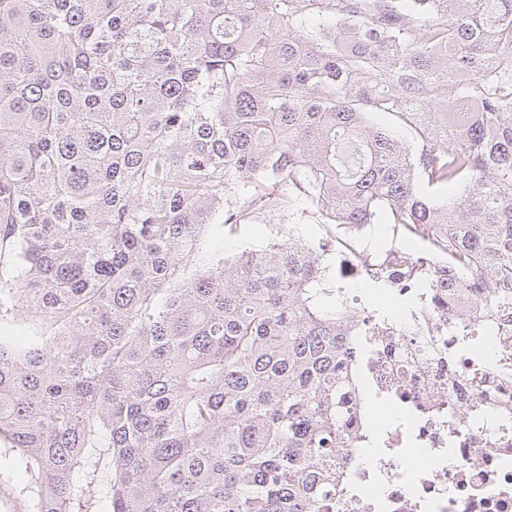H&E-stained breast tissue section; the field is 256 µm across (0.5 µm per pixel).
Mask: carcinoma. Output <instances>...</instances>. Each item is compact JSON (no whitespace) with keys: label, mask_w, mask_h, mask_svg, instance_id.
Here are the masks:
<instances>
[{"label":"carcinoma","mask_w":512,"mask_h":512,"mask_svg":"<svg viewBox=\"0 0 512 512\" xmlns=\"http://www.w3.org/2000/svg\"><path fill=\"white\" fill-rule=\"evenodd\" d=\"M299 205L429 225L498 301L512 0H0V304L43 321L0 336V436L33 512H330L357 308L287 224L208 241ZM268 224H252L241 226L234 234L224 233L220 224H214L209 230V238L212 244L224 245L229 251H242L256 249L269 242L275 231Z\"/></svg>","instance_id":"obj_1"}]
</instances>
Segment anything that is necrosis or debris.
Wrapping results in <instances>:
<instances>
[{
  "label": "necrosis or debris",
  "mask_w": 512,
  "mask_h": 512,
  "mask_svg": "<svg viewBox=\"0 0 512 512\" xmlns=\"http://www.w3.org/2000/svg\"><path fill=\"white\" fill-rule=\"evenodd\" d=\"M372 232L354 224L337 238V279L369 258L451 274L444 253L373 251ZM485 294L401 288L395 312L368 326L335 512H512V303L482 314Z\"/></svg>",
  "instance_id": "obj_1"
}]
</instances>
